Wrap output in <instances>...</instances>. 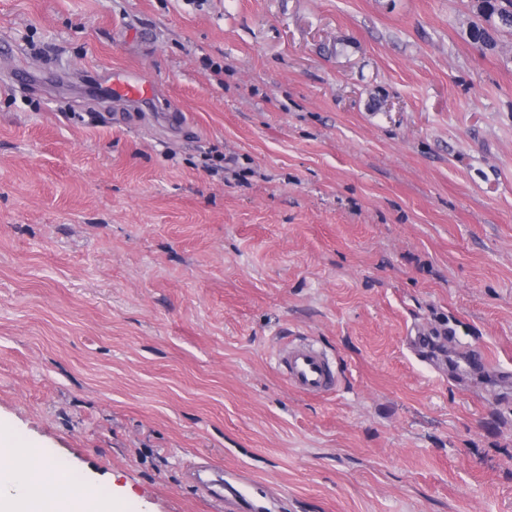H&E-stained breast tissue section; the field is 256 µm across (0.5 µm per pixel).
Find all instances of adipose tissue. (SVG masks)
<instances>
[{
    "mask_svg": "<svg viewBox=\"0 0 512 512\" xmlns=\"http://www.w3.org/2000/svg\"><path fill=\"white\" fill-rule=\"evenodd\" d=\"M56 486L67 495L53 494ZM114 502L96 485H74L68 469L35 446L18 445L0 426V512H113Z\"/></svg>",
    "mask_w": 512,
    "mask_h": 512,
    "instance_id": "1",
    "label": "adipose tissue"
}]
</instances>
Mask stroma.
<instances>
[{"label":"stroma","instance_id":"stroma-1","mask_svg":"<svg viewBox=\"0 0 512 512\" xmlns=\"http://www.w3.org/2000/svg\"><path fill=\"white\" fill-rule=\"evenodd\" d=\"M478 21L0 0V425L118 512H213L197 462L282 512H512V378L466 366L512 374V33ZM302 337L328 396L275 368ZM112 85L114 93L131 101L140 100L151 89V81L145 75L139 80H132L123 74H117Z\"/></svg>","mask_w":512,"mask_h":512}]
</instances>
